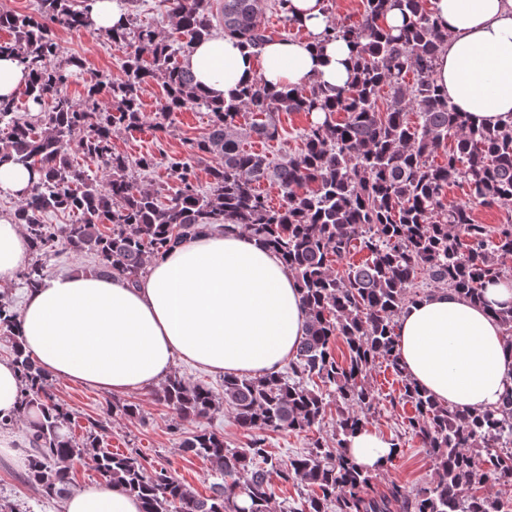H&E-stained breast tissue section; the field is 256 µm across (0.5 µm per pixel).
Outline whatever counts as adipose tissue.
<instances>
[{
    "label": "adipose tissue",
    "mask_w": 512,
    "mask_h": 512,
    "mask_svg": "<svg viewBox=\"0 0 512 512\" xmlns=\"http://www.w3.org/2000/svg\"><path fill=\"white\" fill-rule=\"evenodd\" d=\"M451 34L436 66L449 100L478 124L512 121V0H432ZM288 14L306 31L280 38L259 54L218 35L193 45L182 63L203 92L221 99L254 78L276 88L315 78L342 86L352 54L342 40L323 42V0H289ZM30 259L20 225L0 215V286L13 283ZM512 305V282L487 286L471 303L445 292L418 299L397 319V350L406 374L433 398L466 411L496 406L512 387V353L493 312ZM306 315L281 257L246 234H202L152 260L137 285L115 277L59 273L27 289L19 314L25 346L52 376L125 394L157 384L175 360L216 373L262 376L294 355ZM20 378L0 362V418H41L19 410ZM392 448L367 427L349 452L378 471ZM61 512H141L120 486L102 481L72 490Z\"/></svg>",
    "instance_id": "obj_1"
}]
</instances>
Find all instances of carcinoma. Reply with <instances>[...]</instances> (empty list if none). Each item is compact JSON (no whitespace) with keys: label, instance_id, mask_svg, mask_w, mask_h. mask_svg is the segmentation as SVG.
I'll list each match as a JSON object with an SVG mask.
<instances>
[{"label":"carcinoma","instance_id":"obj_1","mask_svg":"<svg viewBox=\"0 0 512 512\" xmlns=\"http://www.w3.org/2000/svg\"><path fill=\"white\" fill-rule=\"evenodd\" d=\"M89 2L39 0L33 15L0 11V30L13 35L0 42V54L30 71L28 113L16 111L13 100L0 102V163L38 173L14 211L33 254L60 242L94 255L103 277L133 285L150 260L202 232L231 226L282 257L299 288L305 333L285 372L226 374L219 390L173 373L156 390V399L183 422L208 418L225 404L237 426L253 434L240 450L227 448L224 435L208 429L180 442L183 452L209 462L218 479L211 495L201 497L165 468L150 471L138 455L101 448L103 420L92 422L81 438L67 431L71 412L26 350L18 313L0 294V341L24 381L20 407L42 410L29 435L27 481L46 498H61L72 486L71 465L89 460L102 479L136 496L142 512H270L277 481L314 490L299 512H512V388L493 408L459 411L408 380L396 350V319L417 300L422 276L475 303L483 302L490 282L512 280L500 262L512 256V123L476 125L448 100L435 66L450 34L428 0H362L359 20L328 21L323 41L342 39L354 49V78L344 87L311 80L277 90L257 78L219 101L202 93L181 57L219 26L258 54L272 39L260 23L265 0H223L216 10L212 0H163L185 37L180 43L135 26L138 0H126V22L105 33L106 41L130 48L123 76L94 81L77 103L67 85L84 62L72 57L55 66L51 60L58 51L56 29L93 26ZM394 11L402 25L388 27L385 19ZM151 81L165 93L157 131L168 133L183 109L202 108L210 128L193 143L194 154L218 159L205 190L188 162H170L178 189L166 204L131 176L134 166L153 168L155 157L132 161L112 147L114 129L141 125V93ZM103 84L108 107L99 99ZM280 111L321 114L304 129L301 151L275 161L244 150L246 137L277 136ZM243 113L260 121L242 125L237 118ZM74 149L97 159L103 178L72 165ZM261 181L278 186V206L257 192ZM455 183L467 186L466 199L450 204L445 191ZM477 206L506 217L495 226L480 224ZM48 213H72L78 221L47 224ZM353 251L366 253L365 261L332 270L333 260ZM44 276L37 260L22 279L30 287ZM493 314L512 353V306ZM338 339L345 346L340 357ZM380 359L401 376L399 401L412 408L408 426L438 472L431 486L394 484L377 493L375 473L345 451L376 408L367 378ZM332 412L335 444L317 440L286 462L268 451L264 433L307 432ZM490 482L500 487L495 496L486 492Z\"/></svg>","mask_w":512,"mask_h":512}]
</instances>
